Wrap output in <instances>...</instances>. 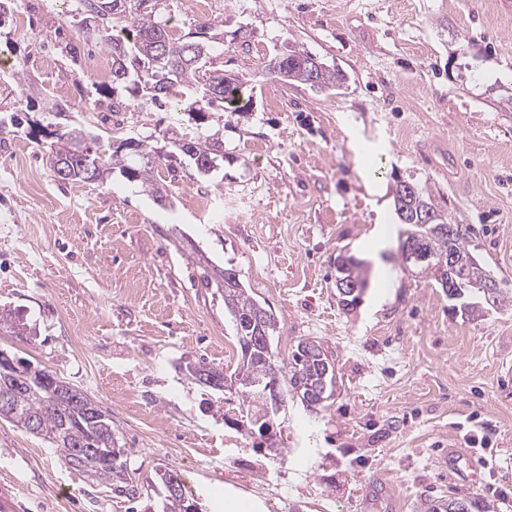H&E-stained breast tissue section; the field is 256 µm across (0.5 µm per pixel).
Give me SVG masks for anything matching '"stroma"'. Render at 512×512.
Returning a JSON list of instances; mask_svg holds the SVG:
<instances>
[{
    "instance_id": "1",
    "label": "stroma",
    "mask_w": 512,
    "mask_h": 512,
    "mask_svg": "<svg viewBox=\"0 0 512 512\" xmlns=\"http://www.w3.org/2000/svg\"><path fill=\"white\" fill-rule=\"evenodd\" d=\"M68 2L14 0L0 20V304L39 331L29 342L0 332V350L109 414L138 491L87 479L0 421V480L22 512H152L164 468L200 512H224L228 494L258 512H418L421 498L448 496L512 512V309L452 314L440 288L405 272L390 193L398 179L425 186L512 289V0H156L176 34L217 22L214 67L254 87L246 110L202 121L140 98L109 117L97 109L88 56L108 50L78 32ZM290 44L343 85L273 78L266 66ZM17 71L44 95L21 100ZM67 125L99 134L104 157L168 128L219 134L224 179L176 165L165 206L117 172L59 182L43 132ZM199 253L271 307L278 360L314 340L335 361L325 407L292 399L272 421L287 458L260 451L237 394L203 412L210 391L183 370L230 372L239 355ZM343 253L372 268L349 312L336 291ZM461 448L481 459L477 479Z\"/></svg>"
}]
</instances>
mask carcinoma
<instances>
[{
  "instance_id": "1",
  "label": "carcinoma",
  "mask_w": 512,
  "mask_h": 512,
  "mask_svg": "<svg viewBox=\"0 0 512 512\" xmlns=\"http://www.w3.org/2000/svg\"><path fill=\"white\" fill-rule=\"evenodd\" d=\"M79 4L76 24L87 38L97 37L105 42L112 53V80L96 87V106L108 112H121L128 104L121 100L119 91L134 97L146 96L155 104H164L170 96H177L176 106L196 114L197 120L206 119V112H240L248 107L244 100H252V87L241 74L224 76V71L212 67L216 50V35L211 33L213 24L207 20L195 24V30L184 36L172 35L167 26L158 21L152 0H77ZM290 63L283 72H272L284 83L292 81L317 85L320 90L334 89L344 81V74L336 69L322 67L316 75L302 66L310 53L296 47L288 49ZM22 98L33 100L42 90L28 77L15 73ZM50 139L49 148L54 176L57 180L98 182L104 174L119 169L130 181H139L148 188L160 205L169 203L165 184L156 179L155 172L174 156L191 159L206 172L218 171L224 164V142L208 136H190L173 132L163 135L164 145L158 149L145 140L127 138L115 147L107 161L93 156L92 143L83 128L67 126L45 134ZM413 191L402 193L396 188L392 194L395 214L401 229L417 239L427 260L419 264V271L435 284L445 279L446 272L440 260L454 253L460 257L471 256L469 250L471 228L466 224H453L448 233L441 227L452 224L448 214L437 208L430 192L414 183ZM433 214L437 221L422 224L424 214ZM227 269L204 268L205 286H213L224 298V309L232 316L242 318L257 313L263 319V331L268 338L277 332L278 321L272 309L265 307L244 288L227 285ZM336 279L347 280L358 287L353 296L341 298L344 308H355L368 286V266L352 256H340L336 263ZM0 330L11 336L33 337L36 326L24 321L9 306L0 307ZM240 360L233 371L236 376L235 394L254 412V421L267 424L265 417L275 413L273 404L267 402L263 392L269 376L281 375L289 391H280L281 397L291 393L307 400L308 386L320 381L324 365L335 367L331 355L317 342L305 340L297 344L288 363L277 365L272 349L254 348L250 353L240 350ZM29 373V383L16 391L11 403L0 407V420L9 422L20 430L42 439L72 470L87 478L112 486L118 494H136L132 478L123 456H114L118 448L112 432V420L101 409L97 415L88 414L86 406L95 404L86 393L70 383L55 377L67 387L71 395L62 400L57 388L46 384L42 378L50 373L29 361L22 362ZM188 374L198 383L207 385L204 377L215 367L205 362H189ZM157 479L163 487L160 512H186L185 487L180 491L171 488L173 481H181L173 470H159ZM421 512H497L489 503L478 505L466 497L425 498L420 503Z\"/></svg>"
}]
</instances>
